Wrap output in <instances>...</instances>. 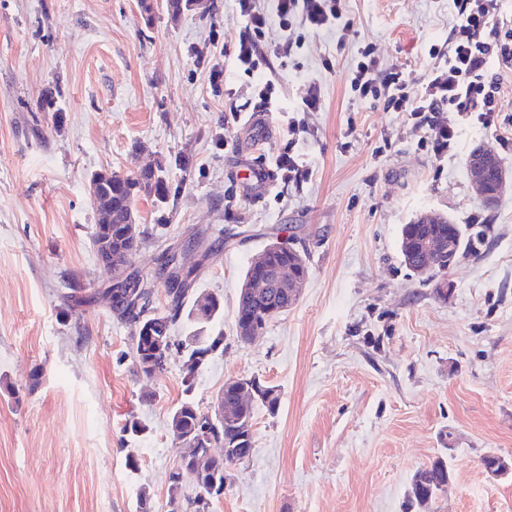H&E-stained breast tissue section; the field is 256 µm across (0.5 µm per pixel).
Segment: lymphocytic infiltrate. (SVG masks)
Returning <instances> with one entry per match:
<instances>
[{
    "label": "lymphocytic infiltrate",
    "instance_id": "f902f5d3",
    "mask_svg": "<svg viewBox=\"0 0 512 512\" xmlns=\"http://www.w3.org/2000/svg\"><path fill=\"white\" fill-rule=\"evenodd\" d=\"M243 26L234 44L238 69L251 74L270 66L272 50L264 41L271 19L282 26L292 20L309 30L339 28L342 36L352 31L342 0H237ZM457 21L448 33L444 48L430 49L433 60L418 97H411L404 69L394 64L381 66L372 44H360L357 62L350 71L354 101L383 100L390 112L408 113L420 142L438 157L447 156L459 137V121L466 118L485 127L498 123L497 100L501 82L491 63L512 68V30L502 29V0H453ZM299 124L288 119V146L278 155L275 171L282 180L302 184L311 169L297 149Z\"/></svg>",
    "mask_w": 512,
    "mask_h": 512
}]
</instances>
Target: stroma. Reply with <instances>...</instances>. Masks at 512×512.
Listing matches in <instances>:
<instances>
[{
  "mask_svg": "<svg viewBox=\"0 0 512 512\" xmlns=\"http://www.w3.org/2000/svg\"><path fill=\"white\" fill-rule=\"evenodd\" d=\"M355 37L303 31L274 62L292 106L320 77L323 106L296 135L312 175L257 190L288 115L257 111L252 79L228 49L243 24L234 0H201L171 18L137 0H0V512H170L181 454L173 412L208 413L226 380L258 377L280 407L255 409L254 452L212 512H512V182L484 209L469 155L491 146L512 170V70H500L498 126L466 123L448 157L418 145L408 113L353 102L356 45L407 69L418 92L454 23L451 0H346ZM53 90L57 110L39 102ZM186 157L188 168L177 166ZM162 165L163 205L138 198L145 232L133 267L157 276L177 246L216 296L224 349L182 385L181 342L154 378L132 358V329L112 311L111 273L93 244L94 172ZM441 214L480 234L440 297L402 262L401 228ZM304 251L302 295L251 342L235 314L244 273L270 241ZM143 434H126L128 422ZM447 458L452 479L427 505L413 474Z\"/></svg>",
  "mask_w": 512,
  "mask_h": 512,
  "instance_id": "35a3bbf8",
  "label": "stroma"
}]
</instances>
